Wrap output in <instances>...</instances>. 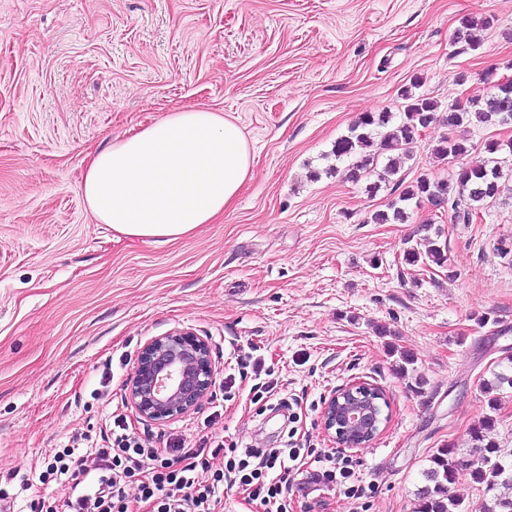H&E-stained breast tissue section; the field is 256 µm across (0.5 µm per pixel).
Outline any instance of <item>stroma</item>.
<instances>
[{"label":"stroma","instance_id":"1","mask_svg":"<svg viewBox=\"0 0 512 512\" xmlns=\"http://www.w3.org/2000/svg\"><path fill=\"white\" fill-rule=\"evenodd\" d=\"M489 19L471 49L455 33ZM512 79V0H0V475L54 449L102 447L114 416L165 447L225 443L336 451L320 423L337 387L387 397L382 432L350 450L374 493L293 476L292 512H413L429 457L512 454V182L482 220L410 206L374 224L391 185L346 178L332 149L364 112H399L413 80L441 105ZM241 127L252 176L214 223L158 247L95 222L80 192L95 154L170 112ZM423 129L403 174L452 176ZM441 232L444 265L404 252ZM189 329L220 376L200 407L154 423L125 399L151 338ZM271 398L254 400L240 358ZM492 416L481 444L471 432Z\"/></svg>","mask_w":512,"mask_h":512}]
</instances>
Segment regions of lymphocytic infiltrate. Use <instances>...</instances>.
Returning a JSON list of instances; mask_svg holds the SVG:
<instances>
[{
  "instance_id": "1",
  "label": "lymphocytic infiltrate",
  "mask_w": 512,
  "mask_h": 512,
  "mask_svg": "<svg viewBox=\"0 0 512 512\" xmlns=\"http://www.w3.org/2000/svg\"><path fill=\"white\" fill-rule=\"evenodd\" d=\"M302 448H237L202 441L186 447L174 440L167 447L149 446L130 433L123 418L113 420L112 444L84 454L66 448L56 453L39 475L41 483L68 484L63 512H130L136 501L149 512H217L225 488L238 487L249 501L274 512H288L291 475L300 469ZM315 457L323 463L322 476L336 483L344 496L370 495L352 459L324 450Z\"/></svg>"
}]
</instances>
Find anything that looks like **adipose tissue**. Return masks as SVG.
I'll use <instances>...</instances> for the list:
<instances>
[{
	"mask_svg": "<svg viewBox=\"0 0 512 512\" xmlns=\"http://www.w3.org/2000/svg\"><path fill=\"white\" fill-rule=\"evenodd\" d=\"M252 167V150L236 122L190 109L168 113L99 152L82 191L98 223L163 246L222 215Z\"/></svg>",
	"mask_w": 512,
	"mask_h": 512,
	"instance_id": "1",
	"label": "adipose tissue"
}]
</instances>
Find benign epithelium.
Masks as SVG:
<instances>
[{"mask_svg": "<svg viewBox=\"0 0 512 512\" xmlns=\"http://www.w3.org/2000/svg\"><path fill=\"white\" fill-rule=\"evenodd\" d=\"M216 375L207 339L176 329L141 349L126 385V399L144 419L172 420L198 408L213 391ZM384 401L381 388L354 381L324 399L321 424L338 447L360 448L379 435Z\"/></svg>", "mask_w": 512, "mask_h": 512, "instance_id": "benign-epithelium-1", "label": "benign epithelium"}]
</instances>
